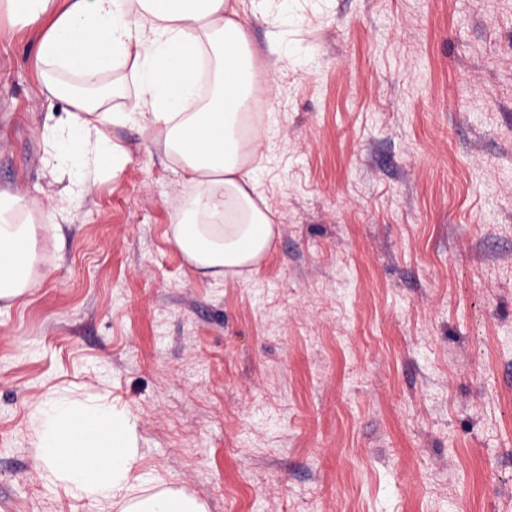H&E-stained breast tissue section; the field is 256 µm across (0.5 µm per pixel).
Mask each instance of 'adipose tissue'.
<instances>
[{"mask_svg":"<svg viewBox=\"0 0 512 512\" xmlns=\"http://www.w3.org/2000/svg\"><path fill=\"white\" fill-rule=\"evenodd\" d=\"M0 0V14L24 26L54 22L38 46L44 88L71 108L56 128L63 155L81 171L69 196L85 194L107 165L128 153L104 130L130 119L157 132L164 154L194 189L177 212L172 238L203 276H244L266 256L277 232L273 212L258 193L255 170L265 158L269 131L253 124L247 100L261 90L254 82L255 56L239 12L240 0ZM131 62L139 91L119 112L65 93L58 76L93 85L112 67ZM29 200L0 191V303L35 285L33 225L21 223ZM33 438L44 481L73 496L120 512H207L185 491L144 488L135 472L137 434L130 416L111 405L57 396L34 413Z\"/></svg>","mask_w":512,"mask_h":512,"instance_id":"adipose-tissue-1","label":"adipose tissue"}]
</instances>
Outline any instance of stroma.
Here are the masks:
<instances>
[{
  "label": "stroma",
  "instance_id": "1",
  "mask_svg": "<svg viewBox=\"0 0 512 512\" xmlns=\"http://www.w3.org/2000/svg\"><path fill=\"white\" fill-rule=\"evenodd\" d=\"M275 213L244 279L171 238L156 136L64 211L37 58L0 18V190L54 211L0 306V512H99L40 477L32 414L103 395L136 472L208 512H512V0H243Z\"/></svg>",
  "mask_w": 512,
  "mask_h": 512
}]
</instances>
